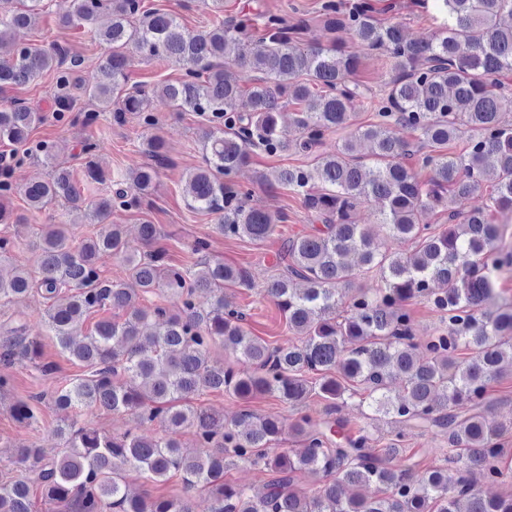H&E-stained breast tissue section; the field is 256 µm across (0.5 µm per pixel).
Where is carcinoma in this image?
Wrapping results in <instances>:
<instances>
[{
    "mask_svg": "<svg viewBox=\"0 0 512 512\" xmlns=\"http://www.w3.org/2000/svg\"><path fill=\"white\" fill-rule=\"evenodd\" d=\"M0 0V47L30 26L44 0H26L10 8ZM442 14L431 40L408 39L398 22L377 18L374 0H321L317 20L331 31H346L363 47L383 56L384 93L369 95L355 75L359 57L332 42L310 46L297 37L299 26L275 13L262 15V37L250 39L253 19L224 20V0H201L216 14L210 27L191 31L166 11L143 10L142 0H65L58 24L87 28L107 52L96 73L79 75V57L62 45L22 44L0 57V90L29 83L48 73L54 89L50 111L58 120L83 113L92 125L99 113L116 121L136 116L150 132L142 141L149 162L132 177L101 170L98 144L82 145V177L104 185L106 193L89 211L101 225L77 242L70 225L46 224L33 245L35 268L0 276V299H20L37 288L50 302L48 335L69 358L86 368L57 390L56 406L72 418L58 427L65 448L48 458L40 448H23L17 463L37 475L41 498L65 503L71 512H191L179 497L133 496L126 491L132 474L154 482L181 477L185 491L211 495V512H512V492L486 497L472 478L490 484L512 481L501 466L504 424L485 417L488 389L512 365V302L495 308L499 277L512 270L508 228L494 220L512 214V86L501 77L512 73V0H434ZM172 62L180 78L146 90L127 87L130 53ZM93 108L78 105L77 91ZM247 99L240 111L236 102ZM205 121L202 163L185 180L188 206L217 216L215 229L228 238L265 242L283 212L247 204L249 192L235 181L253 154L313 157L311 165L279 167L261 182L296 194L322 227L283 243L263 296L273 301L297 341L272 346L254 337L245 314L225 290L249 285L248 272L209 258V242L197 238L191 251L199 260L176 265L153 248L158 226H139L141 252L126 241L122 225L110 222L115 211L138 209L154 190L159 170L170 158L158 133L154 102ZM299 106L294 122L300 135L290 139L279 128L284 108ZM370 112L365 122L359 111ZM39 110L14 101L0 108V140L30 146L47 165L54 144L31 140L41 123ZM409 129L397 136L392 127ZM338 136L334 151L315 153L327 135ZM466 139L457 156L448 145ZM370 143L362 156L357 144ZM0 171V224L12 220L9 202L24 197L41 211L64 201L82 207L74 170L55 167L48 179L18 183L15 169ZM428 173L427 182L420 179ZM489 186L481 209L465 206L471 195ZM380 206L378 227L355 224L352 212L363 202ZM447 214L446 226L420 222L422 213ZM410 244V249L401 248ZM119 258L131 285L144 294L160 290L162 301L132 309V289L102 276L98 257ZM354 254L358 264L347 257ZM376 284H365L369 276ZM206 293L203 307L196 296ZM425 298L438 313L439 326L419 341L410 302ZM347 304V313L338 311ZM126 312L121 321L103 318L77 340V330L93 313L106 308ZM152 323L147 336L143 327ZM221 343L229 364L210 358ZM41 340L22 330L0 336V361L29 362L43 375L57 366L43 360ZM402 389L390 395V384ZM206 391H221L248 401L274 398L295 411L292 419L245 411L226 421L191 405ZM317 396L325 419L312 423L301 413ZM397 424L382 449L373 448L368 427L354 431L341 417L347 400ZM33 394L13 405L14 419L36 420ZM467 404L464 412L458 407ZM129 412L141 426L159 424L164 435L147 438L128 432L120 437L79 423L85 410ZM436 428L448 437L444 461L456 473L433 467L419 474L407 455L406 438ZM189 430L202 452L187 455L178 435ZM297 448H280L286 438ZM263 464L272 478L260 496L224 482V470L238 463ZM322 481L307 491L300 475ZM375 487L376 495H346V488ZM32 486L26 479L0 484V512H34Z\"/></svg>",
    "mask_w": 512,
    "mask_h": 512,
    "instance_id": "carcinoma-1",
    "label": "carcinoma"
}]
</instances>
